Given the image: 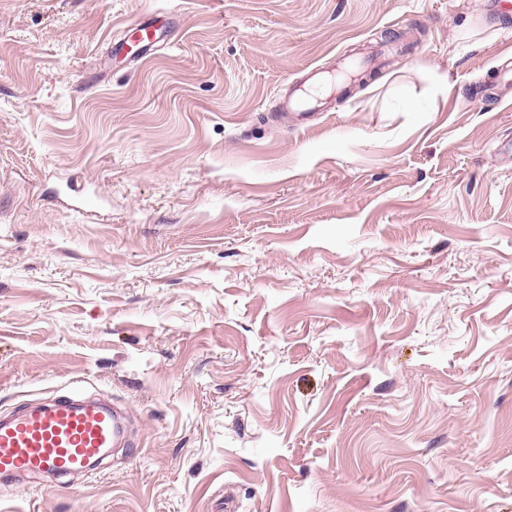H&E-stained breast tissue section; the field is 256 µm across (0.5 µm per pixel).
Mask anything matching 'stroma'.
Segmentation results:
<instances>
[{
    "label": "stroma",
    "instance_id": "stroma-1",
    "mask_svg": "<svg viewBox=\"0 0 512 512\" xmlns=\"http://www.w3.org/2000/svg\"><path fill=\"white\" fill-rule=\"evenodd\" d=\"M489 2L0 0V415L78 378L130 423L0 512H512Z\"/></svg>",
    "mask_w": 512,
    "mask_h": 512
}]
</instances>
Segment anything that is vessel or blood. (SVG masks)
I'll return each mask as SVG.
<instances>
[{"label": "vessel or blood", "instance_id": "obj_1", "mask_svg": "<svg viewBox=\"0 0 512 512\" xmlns=\"http://www.w3.org/2000/svg\"><path fill=\"white\" fill-rule=\"evenodd\" d=\"M79 385L67 396L35 402L0 420V476L85 472L103 457L122 432L110 404L80 397Z\"/></svg>", "mask_w": 512, "mask_h": 512}]
</instances>
